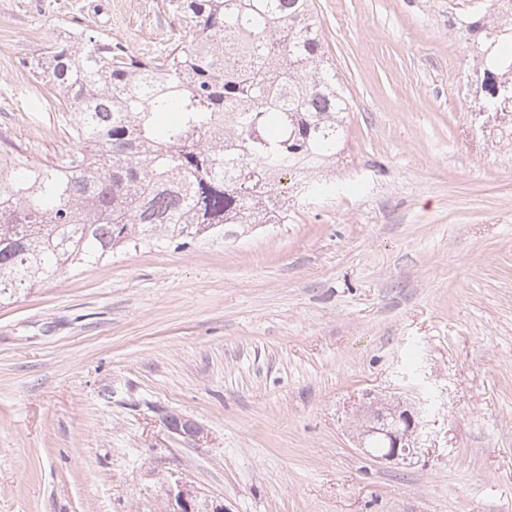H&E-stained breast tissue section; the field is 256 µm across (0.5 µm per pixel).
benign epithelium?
I'll use <instances>...</instances> for the list:
<instances>
[{
  "label": "benign epithelium",
  "instance_id": "obj_1",
  "mask_svg": "<svg viewBox=\"0 0 512 512\" xmlns=\"http://www.w3.org/2000/svg\"><path fill=\"white\" fill-rule=\"evenodd\" d=\"M358 417L362 426L355 442L368 456L398 465L419 454L417 435L421 411L418 408L404 404L395 407L371 399L363 403ZM377 435L385 441V448L381 452L369 447V440ZM164 512H226V507L219 501L201 502L193 486L177 480L168 485Z\"/></svg>",
  "mask_w": 512,
  "mask_h": 512
}]
</instances>
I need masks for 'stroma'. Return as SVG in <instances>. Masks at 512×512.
Masks as SVG:
<instances>
[{
  "mask_svg": "<svg viewBox=\"0 0 512 512\" xmlns=\"http://www.w3.org/2000/svg\"><path fill=\"white\" fill-rule=\"evenodd\" d=\"M315 2L351 102L332 193L0 305V512H160L178 479L229 512H512V147L449 21L477 0ZM176 3L0 0V140L62 159L31 62L86 28L155 54ZM367 390L423 403L412 464L356 446Z\"/></svg>",
  "mask_w": 512,
  "mask_h": 512,
  "instance_id": "1",
  "label": "stroma"
}]
</instances>
